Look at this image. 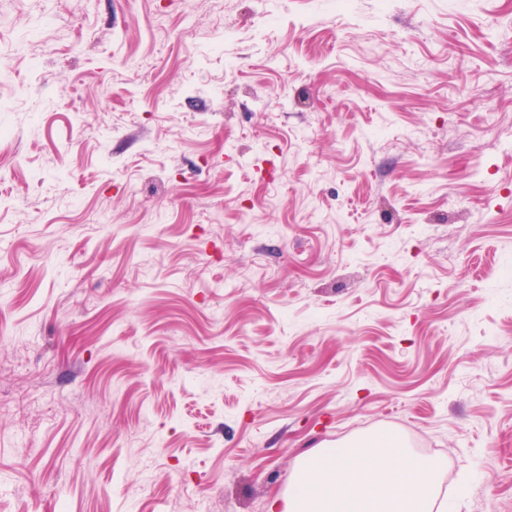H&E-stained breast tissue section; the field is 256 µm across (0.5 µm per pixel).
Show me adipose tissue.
<instances>
[{
  "instance_id": "ef3b65f1",
  "label": "adipose tissue",
  "mask_w": 512,
  "mask_h": 512,
  "mask_svg": "<svg viewBox=\"0 0 512 512\" xmlns=\"http://www.w3.org/2000/svg\"><path fill=\"white\" fill-rule=\"evenodd\" d=\"M443 464L372 433L302 456L270 512H442Z\"/></svg>"
}]
</instances>
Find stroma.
<instances>
[{
    "mask_svg": "<svg viewBox=\"0 0 512 512\" xmlns=\"http://www.w3.org/2000/svg\"><path fill=\"white\" fill-rule=\"evenodd\" d=\"M0 60V512L378 431L512 512V0H0Z\"/></svg>",
    "mask_w": 512,
    "mask_h": 512,
    "instance_id": "1",
    "label": "stroma"
}]
</instances>
